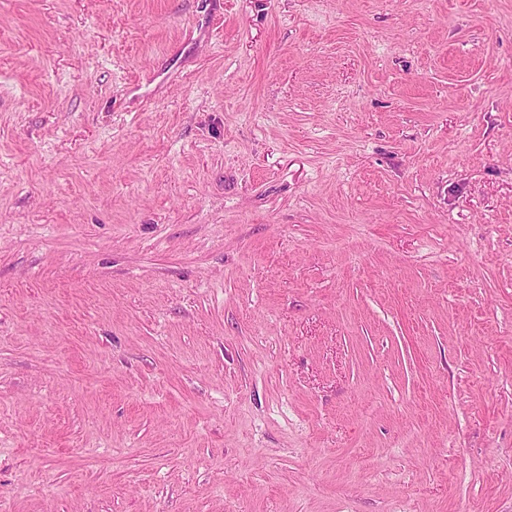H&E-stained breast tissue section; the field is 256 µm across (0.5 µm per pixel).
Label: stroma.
Here are the masks:
<instances>
[{
	"mask_svg": "<svg viewBox=\"0 0 512 512\" xmlns=\"http://www.w3.org/2000/svg\"><path fill=\"white\" fill-rule=\"evenodd\" d=\"M0 512H512V0H0Z\"/></svg>",
	"mask_w": 512,
	"mask_h": 512,
	"instance_id": "1",
	"label": "stroma"
}]
</instances>
